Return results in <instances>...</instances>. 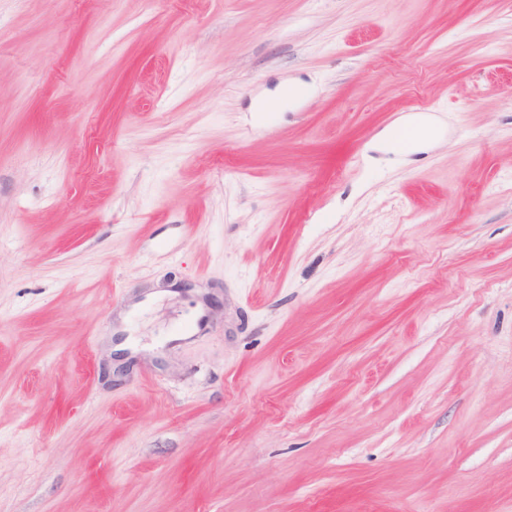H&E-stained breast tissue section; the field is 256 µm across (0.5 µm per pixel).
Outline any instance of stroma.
<instances>
[{
  "label": "stroma",
  "mask_w": 512,
  "mask_h": 512,
  "mask_svg": "<svg viewBox=\"0 0 512 512\" xmlns=\"http://www.w3.org/2000/svg\"><path fill=\"white\" fill-rule=\"evenodd\" d=\"M0 512H512V0H0Z\"/></svg>",
  "instance_id": "35a3bbf8"
}]
</instances>
